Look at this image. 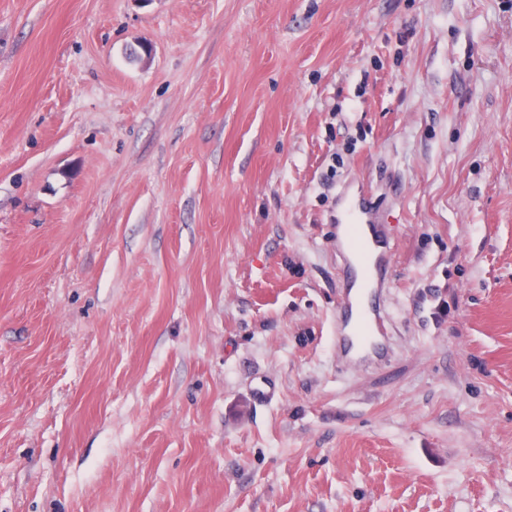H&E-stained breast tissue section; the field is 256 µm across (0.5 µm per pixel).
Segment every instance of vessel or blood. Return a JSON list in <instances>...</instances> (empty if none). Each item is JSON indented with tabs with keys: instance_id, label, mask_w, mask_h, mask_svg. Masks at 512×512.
Segmentation results:
<instances>
[{
	"instance_id": "b4317fda",
	"label": "vessel or blood",
	"mask_w": 512,
	"mask_h": 512,
	"mask_svg": "<svg viewBox=\"0 0 512 512\" xmlns=\"http://www.w3.org/2000/svg\"><path fill=\"white\" fill-rule=\"evenodd\" d=\"M336 248L347 267L350 290L343 305L344 316L336 324V338L349 363L380 352L383 317L374 301L384 287L389 267V239L369 199L342 194L336 217Z\"/></svg>"
}]
</instances>
